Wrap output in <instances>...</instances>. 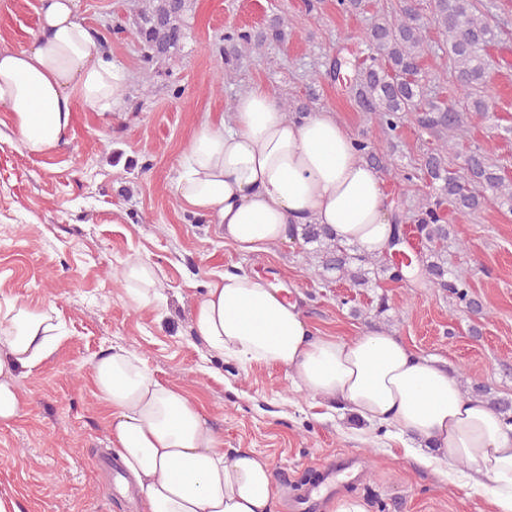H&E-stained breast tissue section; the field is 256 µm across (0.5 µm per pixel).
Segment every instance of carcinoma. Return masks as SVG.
Here are the masks:
<instances>
[{
	"label": "carcinoma",
	"mask_w": 512,
	"mask_h": 512,
	"mask_svg": "<svg viewBox=\"0 0 512 512\" xmlns=\"http://www.w3.org/2000/svg\"><path fill=\"white\" fill-rule=\"evenodd\" d=\"M186 0H145L134 20L143 57L166 58L179 49ZM500 9L496 0H432L431 21L446 38L448 68L465 90L461 100H447L432 93L421 62L428 51L425 28L415 0H399L395 12L383 8L371 17L364 40L369 53L353 65L345 57H334L326 77L348 88V93L370 119L388 135L396 133L405 117L415 116L418 126L432 137L420 172L395 168L379 154L369 139L357 145L361 156L379 171L409 183L424 175L427 191L409 216L421 251L391 249L386 256H372L354 246L338 244L322 224H295L292 236L315 245L324 281H344L352 288H375L382 280H395L397 267L421 266L425 282L473 312L480 306L469 294V283L460 270L448 271V225L440 211L450 205L463 213H475L492 204L512 211V180L500 174L478 146L465 155L463 174L448 168V155L474 120L486 118L488 104L483 95L490 77L491 60L486 47L498 40L502 27L495 21ZM285 39V20L274 19L266 30L253 34L237 30L224 35L229 43L225 61L244 54H258L271 42Z\"/></svg>",
	"instance_id": "cac0c4a2"
}]
</instances>
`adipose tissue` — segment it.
I'll list each match as a JSON object with an SVG mask.
<instances>
[{
	"mask_svg": "<svg viewBox=\"0 0 512 512\" xmlns=\"http://www.w3.org/2000/svg\"><path fill=\"white\" fill-rule=\"evenodd\" d=\"M29 46L0 50V112L29 152L49 153L69 131L73 102L108 112L126 94L127 73L96 54L74 0H40ZM333 110L287 112L256 84L238 94L226 120L203 122L173 185L185 210L213 217L224 241L246 254L286 240L291 225L324 224L339 243L381 256L395 215L380 172ZM0 329V424L29 402L17 380L59 341L46 314L6 305ZM194 336L242 366L274 364L312 397L351 406L394 428L438 459L462 461L491 481L497 512H512V423L463 394L440 361L401 337L369 329L351 339L313 335L287 289L252 275L218 273L193 311ZM92 384L110 414L112 452L136 481L146 512H273L279 490L270 464L253 451L228 454L201 404L159 379L136 351L113 349L93 366Z\"/></svg>",
	"mask_w": 512,
	"mask_h": 512,
	"instance_id": "adipose-tissue-1",
	"label": "adipose tissue"
}]
</instances>
